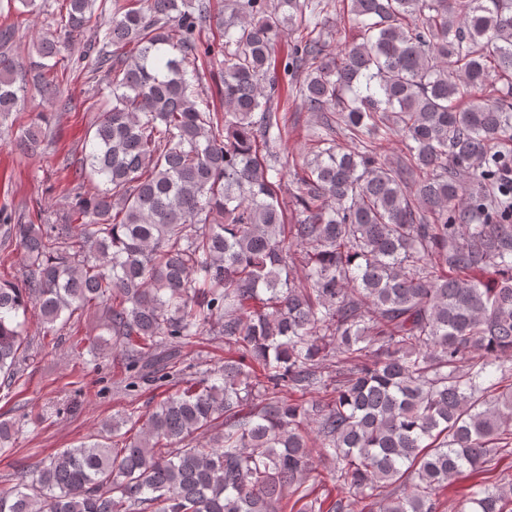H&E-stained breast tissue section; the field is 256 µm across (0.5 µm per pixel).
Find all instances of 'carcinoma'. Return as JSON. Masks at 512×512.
Listing matches in <instances>:
<instances>
[{
    "instance_id": "1",
    "label": "carcinoma",
    "mask_w": 512,
    "mask_h": 512,
    "mask_svg": "<svg viewBox=\"0 0 512 512\" xmlns=\"http://www.w3.org/2000/svg\"><path fill=\"white\" fill-rule=\"evenodd\" d=\"M95 2L62 0L57 28L91 34L84 75L111 101L69 208L0 218V248L23 252V285L0 281V377L19 378L29 311L55 336L94 307L124 389L174 390L0 490V512H441L448 481L512 456V198L494 176L512 165L494 149L512 141V0H229L218 44L212 0H115L104 31ZM341 11L360 41L329 52ZM16 32L0 28V118L30 86L67 109L59 41L24 65ZM216 51L222 113L196 64ZM298 71L349 146L319 137L285 202L279 79ZM204 335L224 364L185 379L168 343ZM17 432L0 421V452ZM318 457L343 485L327 508L306 486ZM509 503L512 483L483 486L455 512Z\"/></svg>"
}]
</instances>
